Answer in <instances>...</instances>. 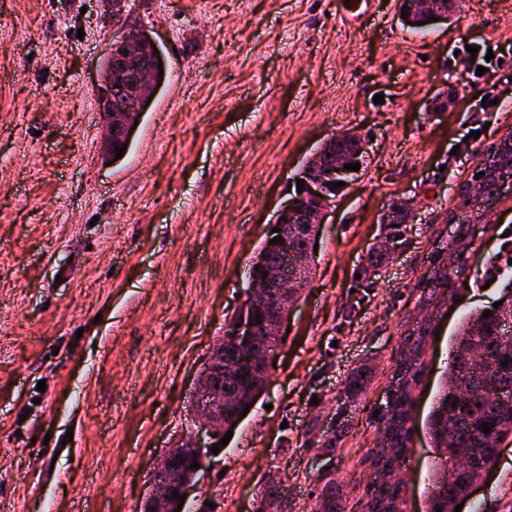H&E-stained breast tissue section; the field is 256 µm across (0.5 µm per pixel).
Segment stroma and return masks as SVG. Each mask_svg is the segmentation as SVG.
<instances>
[{"instance_id":"stroma-1","label":"stroma","mask_w":512,"mask_h":512,"mask_svg":"<svg viewBox=\"0 0 512 512\" xmlns=\"http://www.w3.org/2000/svg\"><path fill=\"white\" fill-rule=\"evenodd\" d=\"M134 30L166 71L188 67L108 165L85 89ZM344 132L365 161L319 229L267 387L207 458L191 512H262L271 495L310 512L332 492L361 512L414 287L455 235L459 184L512 132V0H463L422 34L398 0H0V512H142L294 175ZM402 199L415 205L405 244L358 286ZM471 237L413 393L405 512L427 509L428 419L460 323L512 299V196ZM360 367L368 385L345 398ZM461 512H512L511 442Z\"/></svg>"}]
</instances>
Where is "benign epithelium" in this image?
Masks as SVG:
<instances>
[{"label": "benign epithelium", "instance_id": "1", "mask_svg": "<svg viewBox=\"0 0 512 512\" xmlns=\"http://www.w3.org/2000/svg\"><path fill=\"white\" fill-rule=\"evenodd\" d=\"M412 9L425 12L428 16L440 20L448 19V9H438L433 0H415ZM117 56L124 60L126 73L107 79L101 83L99 112L107 117L104 135L107 144L112 138L126 131L130 103L143 101L141 91L152 83L155 68L160 56L154 53L158 45L147 33L129 32L118 42ZM501 165L511 163L512 158L503 154L499 143L487 146L480 154L478 168L487 169L490 163ZM351 171L344 164L326 171L317 180H306L302 184L303 192L296 193L290 201L281 207L270 227L280 232L272 233L281 237V241L270 245V259L263 261L258 270L251 271L252 288L237 308L230 327L229 335L234 339L236 356L226 361L215 353L206 360L205 372L200 375L192 403L191 424L187 437L170 449L153 467V471H162L165 478L153 481L155 493L149 497L153 504H166L174 512L179 499L173 497V491L180 496H188L202 468L206 465V449L217 444L224 430L218 422V415L228 412L232 407L230 398L214 385L217 379L230 378L244 374L249 367L264 369L260 375L262 385H267L270 370L265 368L266 353L270 348L281 346L285 325L290 310L297 304L302 291L310 285V270L314 266L313 250L315 242H310L302 254H297L290 246L293 239H305L312 231L319 230V224L335 201L342 188H334L331 183L347 181ZM190 465L194 462L200 468L179 467V461Z\"/></svg>", "mask_w": 512, "mask_h": 512}]
</instances>
